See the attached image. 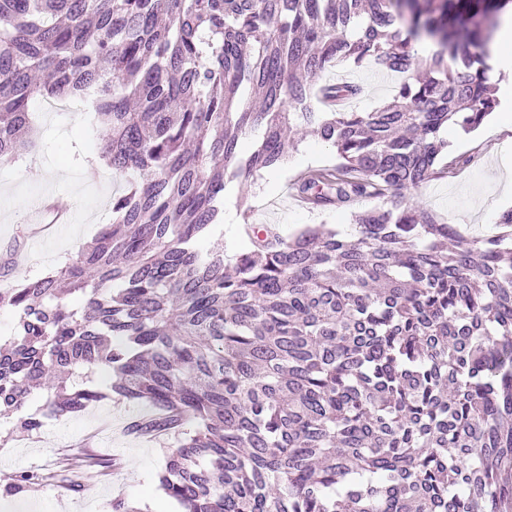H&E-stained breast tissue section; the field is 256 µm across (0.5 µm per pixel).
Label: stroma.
<instances>
[{
    "label": "stroma",
    "instance_id": "1",
    "mask_svg": "<svg viewBox=\"0 0 512 512\" xmlns=\"http://www.w3.org/2000/svg\"><path fill=\"white\" fill-rule=\"evenodd\" d=\"M360 85L361 95L351 108L370 111L392 101L400 83L397 75L367 66L344 64L329 68L322 80L335 82L337 74ZM36 135L31 151L22 158L32 167L27 178L18 177L16 163L0 164V255L14 237H27L28 206L37 199L71 200L72 221L60 225L24 262L16 264L15 279L29 278L53 269L58 260L89 242L100 225L110 223V200L137 179L136 173L113 171L99 160L87 133L88 113L74 100L33 107ZM512 113V103L501 102L472 131L456 125L444 127L440 136L448 143L442 161L453 164L449 177L435 179L415 192L414 199L425 209L469 234L499 233V214L512 207L508 196L481 195L485 185L504 183L501 156L512 157V124L502 120ZM473 156L471 165L456 164V157ZM335 163L333 150L318 139L302 137L287 165L260 177L232 179L223 203V220L215 238L221 239L227 255L241 247L243 222L276 224L292 233L308 224H331L348 229V210L317 214L293 197L290 185L309 170ZM251 206L242 217L240 200ZM145 403L104 400L83 412L50 421L38 435H27L12 417H0V486L25 468L66 472L80 485L69 493L55 485L29 497H0V512H111V502L122 496L142 512H180L178 505L158 487L157 475L166 460L162 441L135 437L126 431L130 419L151 414Z\"/></svg>",
    "mask_w": 512,
    "mask_h": 512
}]
</instances>
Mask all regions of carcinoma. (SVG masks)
<instances>
[{
	"label": "carcinoma",
	"mask_w": 512,
	"mask_h": 512,
	"mask_svg": "<svg viewBox=\"0 0 512 512\" xmlns=\"http://www.w3.org/2000/svg\"><path fill=\"white\" fill-rule=\"evenodd\" d=\"M507 4L0 0V161L27 151L34 98L88 97L101 157L142 175L91 242L0 288V410L37 433L104 398L151 404L128 432L177 438L158 482L183 512H512L505 235L410 200L448 176L441 128L498 105L487 44ZM349 61L402 76L393 101L346 111L361 87L325 84L320 111L318 79ZM298 132L336 164L296 196L350 210L352 232L259 224L227 269L223 242H198L229 181L281 169ZM102 368L97 386L51 375ZM52 479L19 471L3 495Z\"/></svg>",
	"instance_id": "obj_1"
}]
</instances>
